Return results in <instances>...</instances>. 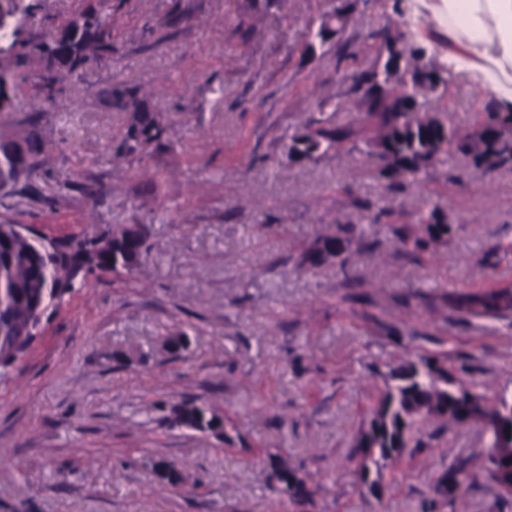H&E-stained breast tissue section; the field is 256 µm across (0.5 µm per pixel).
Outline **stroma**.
Masks as SVG:
<instances>
[{"instance_id":"obj_1","label":"stroma","mask_w":512,"mask_h":512,"mask_svg":"<svg viewBox=\"0 0 512 512\" xmlns=\"http://www.w3.org/2000/svg\"><path fill=\"white\" fill-rule=\"evenodd\" d=\"M395 0H360L359 20L306 51L339 0H112V54L43 101L33 63L0 125L43 132L54 208L36 196L0 203V222L50 238L140 224L153 250L134 278L94 273L44 319L29 350L0 368V512H293L265 481L267 450L301 466L313 512H419L434 478L485 445L449 426L364 495L340 462L370 389L367 365L448 355L466 380L512 396V313L463 315L442 295L512 289V171L462 156L389 190L374 160L330 150L286 162L292 135L319 117L359 135L350 80L336 59L373 60L372 30ZM98 0H41L31 39L50 36ZM136 88L165 134L149 154L121 155L127 112L113 90ZM480 85L452 77L439 107L462 129L487 119ZM95 196H88V189ZM455 228L445 246L406 255L390 227L414 225L422 200ZM352 224L369 250L303 266L317 238ZM186 332L187 358L166 336ZM132 358L117 366L112 354ZM201 400L233 425L232 443L165 421ZM175 461L160 488L155 462Z\"/></svg>"}]
</instances>
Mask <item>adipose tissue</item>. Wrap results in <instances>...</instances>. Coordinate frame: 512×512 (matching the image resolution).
<instances>
[{
  "instance_id": "adipose-tissue-1",
  "label": "adipose tissue",
  "mask_w": 512,
  "mask_h": 512,
  "mask_svg": "<svg viewBox=\"0 0 512 512\" xmlns=\"http://www.w3.org/2000/svg\"><path fill=\"white\" fill-rule=\"evenodd\" d=\"M442 35L450 72L471 75L500 112H512V0H404Z\"/></svg>"
}]
</instances>
